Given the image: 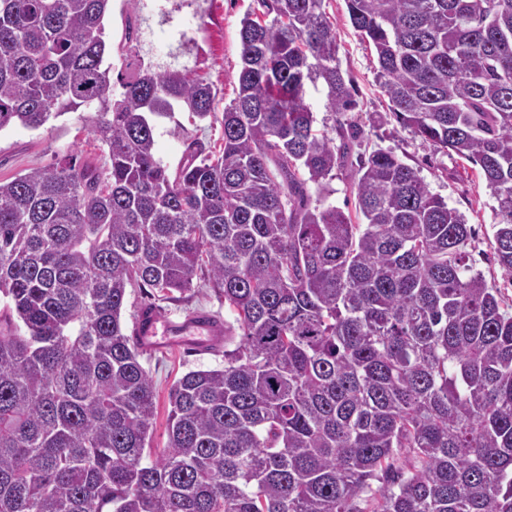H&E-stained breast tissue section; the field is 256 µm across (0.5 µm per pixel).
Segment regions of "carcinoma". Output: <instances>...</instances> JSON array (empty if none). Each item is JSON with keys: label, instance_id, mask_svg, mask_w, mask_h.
I'll use <instances>...</instances> for the list:
<instances>
[{"label": "carcinoma", "instance_id": "cac0c4a2", "mask_svg": "<svg viewBox=\"0 0 512 512\" xmlns=\"http://www.w3.org/2000/svg\"><path fill=\"white\" fill-rule=\"evenodd\" d=\"M110 0H0V131L94 109L101 165L0 181V512H512V312L464 215L391 150L350 162L358 89L324 0H257L236 96L104 66ZM401 127L479 167L512 277V0H345ZM323 84L332 125L306 101ZM220 121L170 171L152 117ZM345 173L361 222L308 204ZM224 367L155 394L122 309L194 279Z\"/></svg>", "mask_w": 512, "mask_h": 512}]
</instances>
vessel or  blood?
Wrapping results in <instances>:
<instances>
[{"instance_id":"vessel-or-blood-1","label":"vessel or blood","mask_w":512,"mask_h":512,"mask_svg":"<svg viewBox=\"0 0 512 512\" xmlns=\"http://www.w3.org/2000/svg\"><path fill=\"white\" fill-rule=\"evenodd\" d=\"M132 335L134 341L149 353L163 352L176 344L212 350L224 343V324L204 312L171 319L145 308L136 318Z\"/></svg>"}]
</instances>
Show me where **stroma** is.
<instances>
[{
    "mask_svg": "<svg viewBox=\"0 0 512 512\" xmlns=\"http://www.w3.org/2000/svg\"><path fill=\"white\" fill-rule=\"evenodd\" d=\"M255 4L256 0H111L104 21V39L111 48V74L130 77L146 67L156 71L190 69L213 84L217 105L230 103L241 66L239 20ZM324 9L336 29L340 67L359 91L358 106L348 119L364 131L363 151L392 150L419 170L433 194L465 216L472 229L467 245L470 265L489 285L499 288L505 305L511 306L512 279L498 265L491 245L496 201L478 167L434 150L394 120L388 99L376 82L373 57L352 27L344 0H324ZM132 12L140 19V41L122 50L118 44ZM94 116V111L85 109L66 113L37 129L16 124L0 131V180L12 179L30 168L53 167L64 158L101 162L103 153L91 134ZM222 139L220 123L199 121L179 109L154 123L156 156L172 169L181 163L188 142L198 140L214 146ZM150 303L173 319L196 311L225 320L231 317L223 299L208 288L188 292L177 301L153 297L147 290H132L123 308L125 326H133L139 308ZM141 362L155 388L153 445L160 448L165 444L168 393L173 384L188 371L222 366L224 355L200 354L180 346L163 354H143Z\"/></svg>",
    "mask_w": 512,
    "mask_h": 512,
    "instance_id": "obj_1",
    "label": "stroma"
}]
</instances>
